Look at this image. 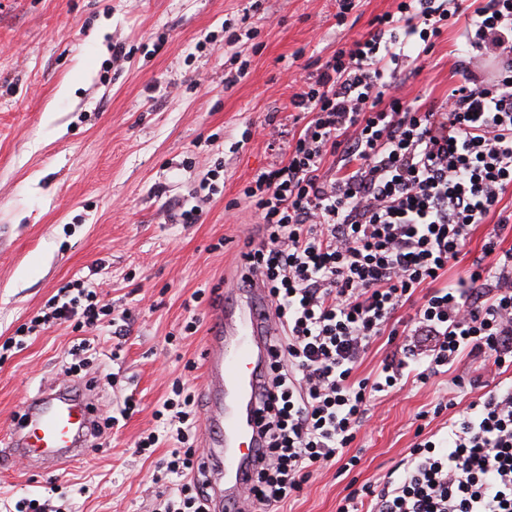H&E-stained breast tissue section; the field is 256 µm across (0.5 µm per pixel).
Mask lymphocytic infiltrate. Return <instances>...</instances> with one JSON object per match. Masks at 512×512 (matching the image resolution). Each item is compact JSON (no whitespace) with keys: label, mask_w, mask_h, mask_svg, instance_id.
Wrapping results in <instances>:
<instances>
[{"label":"lymphocytic infiltrate","mask_w":512,"mask_h":512,"mask_svg":"<svg viewBox=\"0 0 512 512\" xmlns=\"http://www.w3.org/2000/svg\"><path fill=\"white\" fill-rule=\"evenodd\" d=\"M432 0H397L365 38L336 53L292 105L308 114L288 160L261 171L243 194L260 212L242 258L264 281L282 333L270 340L267 383L257 398L265 465L243 496L250 512H278L314 470L340 463L369 417L373 396L449 375L453 387L480 385L512 369V0H480L470 14ZM466 17L461 84L444 104L403 105L394 95L402 63L432 46L450 18ZM343 171L327 179V159ZM496 216L481 256L448 279L473 232ZM113 327L101 283L60 287L45 312L0 343V357L28 335ZM391 350L374 378L358 366L379 338ZM480 376L458 374L463 357ZM161 436L180 448L165 462L175 489L153 512H210L197 480L200 404L174 386L154 413ZM512 512V383L495 385L442 434L414 443L403 471L345 496L337 512Z\"/></svg>","instance_id":"lymphocytic-infiltrate-1"}]
</instances>
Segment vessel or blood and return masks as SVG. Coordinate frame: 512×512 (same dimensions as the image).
I'll use <instances>...</instances> for the list:
<instances>
[{
	"mask_svg": "<svg viewBox=\"0 0 512 512\" xmlns=\"http://www.w3.org/2000/svg\"><path fill=\"white\" fill-rule=\"evenodd\" d=\"M231 306H217L205 341L204 375L211 402L206 409L203 440L212 468V512L239 498L246 481L261 466L262 446L255 396L270 358L269 339L278 335L261 281L252 287L231 286ZM96 411L84 391L67 384L45 390L26 404L22 422L9 435V447L20 458L50 469L80 464L90 445Z\"/></svg>",
	"mask_w": 512,
	"mask_h": 512,
	"instance_id": "1",
	"label": "vessel or blood"
}]
</instances>
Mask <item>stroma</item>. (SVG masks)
Instances as JSON below:
<instances>
[{
  "mask_svg": "<svg viewBox=\"0 0 512 512\" xmlns=\"http://www.w3.org/2000/svg\"><path fill=\"white\" fill-rule=\"evenodd\" d=\"M393 7L355 0L344 15L336 0H0V342L97 269L113 307L132 318L122 339L87 333L89 397L101 410L130 393L140 402L80 466L18 462L3 444L28 399L65 383L75 335L54 327L27 338L0 361V512L25 497L68 512H151L168 497L157 466L169 445L146 456L136 442L155 428L174 380L204 394L214 293L238 273L244 228L260 222L243 190L288 159L243 134L267 123L298 134L306 121L290 100L302 81ZM461 31L448 28L408 60L407 105L441 102L460 81ZM118 43L129 50L120 62ZM195 204L199 222L180 223L181 206ZM190 321L196 332L185 331ZM476 398L438 376L373 400L344 451L357 466L315 471L281 512H336L352 485L400 472L419 412L451 399L459 413Z\"/></svg>",
  "mask_w": 512,
  "mask_h": 512,
  "instance_id": "35a3bbf8",
  "label": "stroma"
}]
</instances>
